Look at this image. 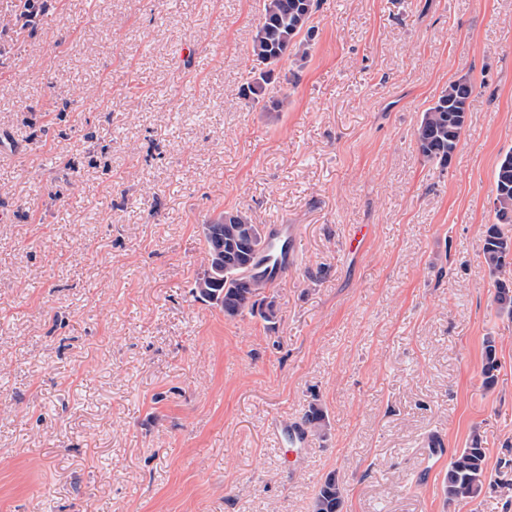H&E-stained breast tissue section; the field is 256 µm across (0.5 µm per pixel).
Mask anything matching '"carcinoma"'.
Masks as SVG:
<instances>
[{
	"label": "carcinoma",
	"mask_w": 512,
	"mask_h": 512,
	"mask_svg": "<svg viewBox=\"0 0 512 512\" xmlns=\"http://www.w3.org/2000/svg\"><path fill=\"white\" fill-rule=\"evenodd\" d=\"M319 8V0H262L261 17L250 46L254 79L240 90L241 96L258 103L264 100L274 71L290 52L306 55V43L299 39ZM475 85L467 76L448 81L440 94L421 113L413 137L419 153L442 168L450 165L468 122L469 99ZM494 221L486 230L483 255L489 273L495 277L497 310L512 316V235L503 230L512 226V150L500 158L495 171ZM224 221V274L208 287L195 291L205 300L219 305L224 315L234 317L244 311L276 325L278 309L266 295L269 283L261 276L241 274L240 266L254 269L256 254L265 246V231L252 223L251 216L237 210L220 212L209 219ZM327 414L316 401L309 404L303 424L311 432L327 426ZM485 448L475 435L470 445L455 452L443 478L444 492L450 499H472L481 492L485 477ZM343 489L332 475L320 485L313 512H341Z\"/></svg>",
	"instance_id": "cac0c4a2"
}]
</instances>
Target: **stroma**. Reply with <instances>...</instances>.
Wrapping results in <instances>:
<instances>
[{
  "label": "stroma",
  "instance_id": "obj_1",
  "mask_svg": "<svg viewBox=\"0 0 512 512\" xmlns=\"http://www.w3.org/2000/svg\"><path fill=\"white\" fill-rule=\"evenodd\" d=\"M22 11L0 0V512H311L331 473L343 512H512V318L483 258L512 0H321L276 112L239 94L260 0ZM462 75L443 169L413 131ZM236 209L290 227L272 329L193 291L201 224ZM314 401L325 431L289 450ZM476 434L483 489L448 499Z\"/></svg>",
  "mask_w": 512,
  "mask_h": 512
}]
</instances>
